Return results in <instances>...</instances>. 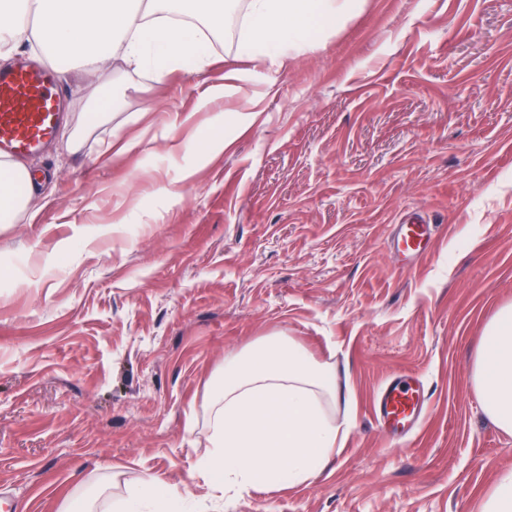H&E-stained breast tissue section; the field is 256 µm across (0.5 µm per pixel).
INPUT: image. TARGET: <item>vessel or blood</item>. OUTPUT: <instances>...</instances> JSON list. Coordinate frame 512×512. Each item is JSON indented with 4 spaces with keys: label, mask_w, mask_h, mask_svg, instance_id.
Listing matches in <instances>:
<instances>
[{
    "label": "vessel or blood",
    "mask_w": 512,
    "mask_h": 512,
    "mask_svg": "<svg viewBox=\"0 0 512 512\" xmlns=\"http://www.w3.org/2000/svg\"><path fill=\"white\" fill-rule=\"evenodd\" d=\"M51 68L31 62L0 69V156L20 159L50 143L59 123L62 104L53 89ZM431 234L421 222L395 227V242L405 253L420 252ZM422 407L418 385L403 378L390 380L379 393L376 418L407 431L416 424Z\"/></svg>",
    "instance_id": "vessel-or-blood-1"
}]
</instances>
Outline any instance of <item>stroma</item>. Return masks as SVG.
Masks as SVG:
<instances>
[{
    "label": "stroma",
    "instance_id": "stroma-1",
    "mask_svg": "<svg viewBox=\"0 0 512 512\" xmlns=\"http://www.w3.org/2000/svg\"><path fill=\"white\" fill-rule=\"evenodd\" d=\"M233 4L165 77L57 76L80 145L28 157L40 211L0 224V496L120 512L151 477L188 512H479L512 469L471 386L512 303V0H363L274 63ZM205 134L227 147L181 149ZM264 336L334 368L347 429L308 482L228 495L200 470L214 381ZM395 375L426 394L404 436L373 410ZM431 236V225L421 222H407L395 224V242L404 253L415 254L420 252Z\"/></svg>",
    "mask_w": 512,
    "mask_h": 512
}]
</instances>
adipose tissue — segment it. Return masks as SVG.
<instances>
[{
  "instance_id": "1",
  "label": "adipose tissue",
  "mask_w": 512,
  "mask_h": 512,
  "mask_svg": "<svg viewBox=\"0 0 512 512\" xmlns=\"http://www.w3.org/2000/svg\"><path fill=\"white\" fill-rule=\"evenodd\" d=\"M360 0H248L249 24L241 44L255 60L287 56L297 41L353 14ZM224 0H0V59L24 44L54 38L69 65L92 76L114 55L166 76L189 55L203 56L200 29L219 31ZM31 183L21 163L0 165V223L29 211L32 196L15 189ZM472 386L485 414L512 434V303L484 326L472 364ZM340 392L336 374L284 337L262 341L224 359V381L214 390L209 428L213 451L205 476L238 491L302 483L326 465L342 437L327 405ZM187 489L150 479L130 488L124 512H175Z\"/></svg>"
}]
</instances>
